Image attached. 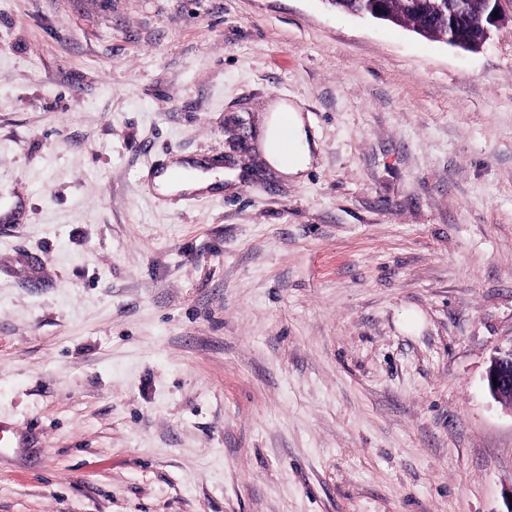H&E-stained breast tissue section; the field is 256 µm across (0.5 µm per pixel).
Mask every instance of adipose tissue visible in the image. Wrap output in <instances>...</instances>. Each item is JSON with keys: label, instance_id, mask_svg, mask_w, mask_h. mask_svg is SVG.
<instances>
[{"label": "adipose tissue", "instance_id": "1", "mask_svg": "<svg viewBox=\"0 0 512 512\" xmlns=\"http://www.w3.org/2000/svg\"><path fill=\"white\" fill-rule=\"evenodd\" d=\"M262 148L269 166L297 181L309 170L317 144L309 136L300 110L279 100L268 107Z\"/></svg>", "mask_w": 512, "mask_h": 512}]
</instances>
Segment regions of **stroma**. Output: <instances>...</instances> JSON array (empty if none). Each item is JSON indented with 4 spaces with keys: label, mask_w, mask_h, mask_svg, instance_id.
<instances>
[{
    "label": "stroma",
    "mask_w": 512,
    "mask_h": 512,
    "mask_svg": "<svg viewBox=\"0 0 512 512\" xmlns=\"http://www.w3.org/2000/svg\"><path fill=\"white\" fill-rule=\"evenodd\" d=\"M184 158L220 189L157 194ZM13 207L0 512H507L511 21L468 52L327 0H0ZM285 127L287 135L294 145L290 156L281 148ZM262 148L269 166L283 177L297 181L303 178L305 172L309 170L318 144L309 136L301 111L293 105L279 100L268 106ZM492 377L497 378L496 384H493ZM486 382L492 397L512 412V347L492 356Z\"/></svg>",
    "instance_id": "35a3bbf8"
}]
</instances>
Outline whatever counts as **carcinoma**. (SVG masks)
Returning a JSON list of instances; mask_svg holds the SVG:
<instances>
[{
	"label": "carcinoma",
	"instance_id": "1",
	"mask_svg": "<svg viewBox=\"0 0 512 512\" xmlns=\"http://www.w3.org/2000/svg\"><path fill=\"white\" fill-rule=\"evenodd\" d=\"M458 9L459 28L476 37V20L481 0H386L383 20L398 26H410L424 37L448 36V5ZM369 0H335L333 8L341 13L370 16Z\"/></svg>",
	"mask_w": 512,
	"mask_h": 512
}]
</instances>
